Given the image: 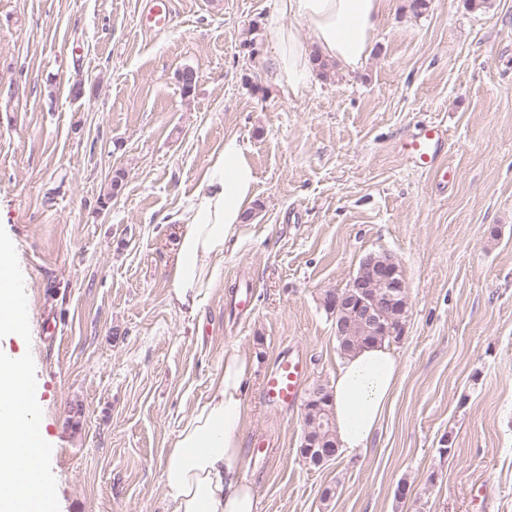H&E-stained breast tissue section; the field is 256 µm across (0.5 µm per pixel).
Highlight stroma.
<instances>
[{
	"label": "stroma",
	"mask_w": 512,
	"mask_h": 512,
	"mask_svg": "<svg viewBox=\"0 0 512 512\" xmlns=\"http://www.w3.org/2000/svg\"><path fill=\"white\" fill-rule=\"evenodd\" d=\"M426 3L387 0L364 68L293 97L265 76L276 0H176L152 33L141 0H0V225L60 512H169L162 457L232 351L256 359L258 512H512V0ZM426 122L448 131L449 180L402 153ZM228 134L257 195L192 314L168 298L172 216ZM371 252L408 284L400 383L365 453L314 467L304 403L266 409L262 379L298 350L304 390L330 383L323 298Z\"/></svg>",
	"instance_id": "35a3bbf8"
}]
</instances>
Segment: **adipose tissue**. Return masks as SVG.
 <instances>
[{
  "instance_id": "ef3b65f1",
  "label": "adipose tissue",
  "mask_w": 512,
  "mask_h": 512,
  "mask_svg": "<svg viewBox=\"0 0 512 512\" xmlns=\"http://www.w3.org/2000/svg\"><path fill=\"white\" fill-rule=\"evenodd\" d=\"M386 0H277L265 23L275 37L267 60L270 80L293 96L314 78V58L345 71L361 69L378 34ZM297 27L287 26V19ZM256 173L237 135L224 137L187 204L177 215L176 253L169 266V300L201 308L224 254L234 246L255 196ZM253 362L240 352L224 355V368L161 461V483L171 512H257L240 476L244 385ZM401 376L388 344L343 355L330 385L332 418L340 451L363 453L390 407Z\"/></svg>"
}]
</instances>
